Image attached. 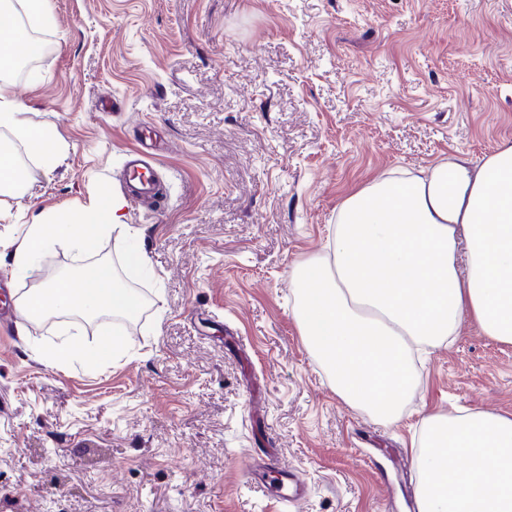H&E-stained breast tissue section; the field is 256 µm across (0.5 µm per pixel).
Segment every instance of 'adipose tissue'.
<instances>
[{
  "mask_svg": "<svg viewBox=\"0 0 512 512\" xmlns=\"http://www.w3.org/2000/svg\"><path fill=\"white\" fill-rule=\"evenodd\" d=\"M27 109L0 81V128L52 164L62 146L51 128L26 124ZM124 205L122 196L105 194L83 211L28 225L11 253L16 270L31 269L53 245L84 259L74 274L21 297L31 319L76 314L92 323L137 314V293L96 257L102 233L123 230ZM293 278V316L337 396L378 420L398 419L416 356L452 343L462 318L512 344V143L477 165L444 160L352 192L324 254L301 263ZM124 343L121 331L108 329L95 348L76 336L50 359L63 363L77 352L100 363ZM412 451L426 473L418 512H512V413L430 414ZM452 457L464 458V468H449Z\"/></svg>",
  "mask_w": 512,
  "mask_h": 512,
  "instance_id": "1",
  "label": "adipose tissue"
}]
</instances>
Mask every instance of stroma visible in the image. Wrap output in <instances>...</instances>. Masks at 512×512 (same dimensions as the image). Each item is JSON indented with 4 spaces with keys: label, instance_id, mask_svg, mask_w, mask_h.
I'll return each instance as SVG.
<instances>
[{
    "label": "stroma",
    "instance_id": "35a3bbf8",
    "mask_svg": "<svg viewBox=\"0 0 512 512\" xmlns=\"http://www.w3.org/2000/svg\"><path fill=\"white\" fill-rule=\"evenodd\" d=\"M47 50L1 75L67 149L17 153L0 193V309L74 272L10 254L39 213L125 198L98 259L142 288L124 352L57 365L66 321L0 326V512H413L411 441L435 412H512V344L462 320L415 370L400 418L345 404L293 317L296 265L352 190L512 141V0H49ZM153 138L161 206L130 198ZM148 264L125 266L130 248ZM275 451L290 503L254 477ZM28 173L19 162L15 153L0 152V191H12L22 188Z\"/></svg>",
    "mask_w": 512,
    "mask_h": 512
}]
</instances>
